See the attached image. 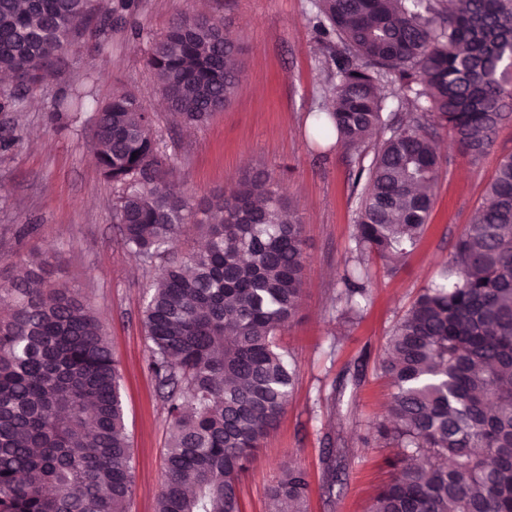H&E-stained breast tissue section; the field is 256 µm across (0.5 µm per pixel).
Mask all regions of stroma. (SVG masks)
<instances>
[{
    "label": "stroma",
    "mask_w": 512,
    "mask_h": 512,
    "mask_svg": "<svg viewBox=\"0 0 512 512\" xmlns=\"http://www.w3.org/2000/svg\"><path fill=\"white\" fill-rule=\"evenodd\" d=\"M198 11V0H135L132 16L113 24L100 50L83 47L65 56L52 76L21 89L15 106L0 110V135L19 137L0 149V284L17 256L63 254L67 281L100 318L121 365L134 476L128 512H155L168 443L166 403L147 369L142 325L155 270L119 243L114 190L87 145L95 109L83 111L77 128L62 130L52 104L90 71L98 102L117 90L134 93L155 115L161 149L176 159L175 181L198 196L253 169L267 170L299 208L308 259L302 312L277 336L296 359L295 390L243 480L244 512H268L267 490L290 466L309 475L306 512H368L387 478L385 449L364 443L390 400L378 360L395 322L471 223L501 158L512 154V123L476 161L442 140L425 234L397 273L370 258V300L357 319L347 320L335 297L354 246L355 177L372 157L347 155L310 135L311 113L327 103L318 36L309 22L314 0H207L203 11L242 43L244 72L223 112L185 128L170 121L147 57L178 16ZM135 27L140 36L132 35ZM336 448L346 456L341 480L331 486L325 459Z\"/></svg>",
    "instance_id": "obj_1"
}]
</instances>
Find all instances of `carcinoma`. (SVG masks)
I'll return each instance as SVG.
<instances>
[{"label":"carcinoma","mask_w":512,"mask_h":512,"mask_svg":"<svg viewBox=\"0 0 512 512\" xmlns=\"http://www.w3.org/2000/svg\"><path fill=\"white\" fill-rule=\"evenodd\" d=\"M324 92L335 107L312 134L361 158L347 319L370 299L375 255L395 273L423 237L441 165L439 139L478 158L512 106V0H317ZM112 15L97 0H0V72L38 82L75 39ZM237 39L209 16L181 15L148 58L172 122L204 124L241 78ZM86 92L59 96L62 127ZM395 107L388 117V103ZM96 164L116 189L122 246L161 260L142 323L147 366L170 426L156 512H242L241 484L295 387L276 341L301 303L298 208L264 171L198 199L167 174L153 113L119 92L99 107ZM193 223L204 249L176 251ZM0 319V512H127L133 495L122 372L95 313L49 260L19 258ZM382 377L393 389L373 438L394 449L370 512H512V155L501 159L438 280L394 324ZM307 474L269 488L278 512H304Z\"/></svg>","instance_id":"carcinoma-1"}]
</instances>
